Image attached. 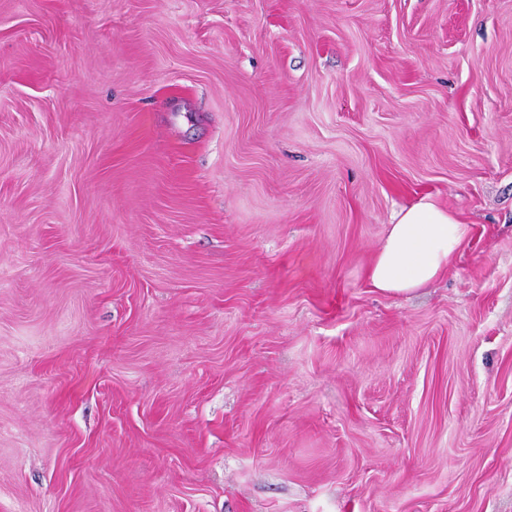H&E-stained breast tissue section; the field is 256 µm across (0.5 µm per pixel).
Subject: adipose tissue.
<instances>
[{
  "instance_id": "adipose-tissue-1",
  "label": "adipose tissue",
  "mask_w": 512,
  "mask_h": 512,
  "mask_svg": "<svg viewBox=\"0 0 512 512\" xmlns=\"http://www.w3.org/2000/svg\"><path fill=\"white\" fill-rule=\"evenodd\" d=\"M469 233V225L433 196L400 207L368 266L370 287L409 294L427 285L447 272Z\"/></svg>"
}]
</instances>
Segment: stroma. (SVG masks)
<instances>
[{
    "label": "stroma",
    "mask_w": 512,
    "mask_h": 512,
    "mask_svg": "<svg viewBox=\"0 0 512 512\" xmlns=\"http://www.w3.org/2000/svg\"><path fill=\"white\" fill-rule=\"evenodd\" d=\"M0 512H512V0H0ZM469 224L425 195L395 210L367 269L371 288L409 294L441 277L466 242Z\"/></svg>",
    "instance_id": "stroma-1"
}]
</instances>
